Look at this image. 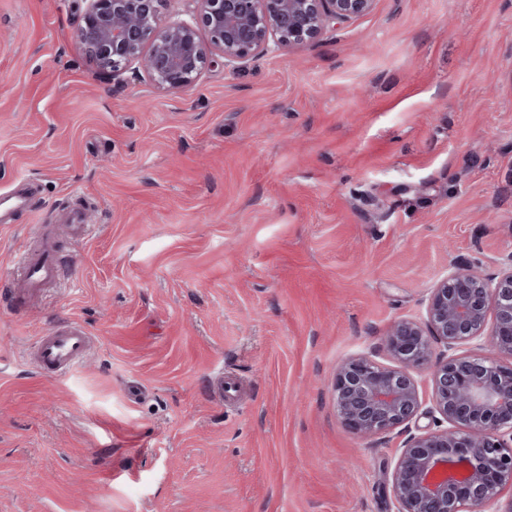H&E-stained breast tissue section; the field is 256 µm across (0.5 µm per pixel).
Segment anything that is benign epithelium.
Segmentation results:
<instances>
[{"label": "benign epithelium", "instance_id": "obj_1", "mask_svg": "<svg viewBox=\"0 0 512 512\" xmlns=\"http://www.w3.org/2000/svg\"><path fill=\"white\" fill-rule=\"evenodd\" d=\"M85 2L76 32L84 55L114 73L137 62L157 88L183 92L209 67L301 45L374 0H195L189 21L163 20L164 0ZM473 341L512 359V266L492 278L453 268L430 289L424 321L401 319L385 332L399 366L359 355L336 369L338 415L361 437L409 425L422 405L410 369L431 370L440 424L410 436L389 472L393 512H487L512 487V362L461 351Z\"/></svg>", "mask_w": 512, "mask_h": 512}]
</instances>
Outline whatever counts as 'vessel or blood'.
<instances>
[{"label":"vessel or blood","instance_id":"b4317fda","mask_svg":"<svg viewBox=\"0 0 512 512\" xmlns=\"http://www.w3.org/2000/svg\"><path fill=\"white\" fill-rule=\"evenodd\" d=\"M39 250L24 252L18 265L20 276L12 283V302L27 307L37 301L47 283L57 280L62 267L56 241L50 230H43ZM85 331L74 324H63L40 336L31 347V354L39 367L62 376L70 372L90 347Z\"/></svg>","mask_w":512,"mask_h":512}]
</instances>
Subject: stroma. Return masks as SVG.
<instances>
[{
    "label": "stroma",
    "instance_id": "1",
    "mask_svg": "<svg viewBox=\"0 0 512 512\" xmlns=\"http://www.w3.org/2000/svg\"><path fill=\"white\" fill-rule=\"evenodd\" d=\"M84 0H0V512H390L408 427L349 432L336 368L512 264V0H374L189 91L101 70ZM82 211L90 234L62 220ZM66 262L18 311L17 256ZM75 322L53 377L29 356ZM239 401L214 394L217 374ZM90 337L74 324H63L40 336L31 347L39 367L56 376L70 372L90 347Z\"/></svg>",
    "mask_w": 512,
    "mask_h": 512
}]
</instances>
